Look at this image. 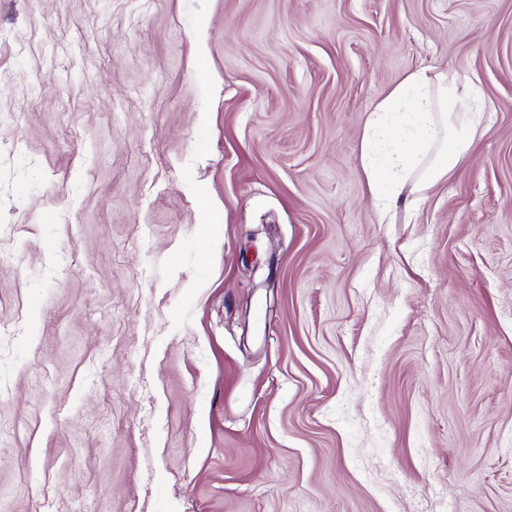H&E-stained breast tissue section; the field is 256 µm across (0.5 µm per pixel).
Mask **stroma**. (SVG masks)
I'll use <instances>...</instances> for the list:
<instances>
[{
	"mask_svg": "<svg viewBox=\"0 0 512 512\" xmlns=\"http://www.w3.org/2000/svg\"><path fill=\"white\" fill-rule=\"evenodd\" d=\"M419 68L483 130L383 224ZM1 326L0 512H512V0H0Z\"/></svg>",
	"mask_w": 512,
	"mask_h": 512,
	"instance_id": "35a3bbf8",
	"label": "stroma"
}]
</instances>
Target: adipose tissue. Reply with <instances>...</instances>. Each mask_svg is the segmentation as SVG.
<instances>
[{"instance_id":"obj_1","label":"adipose tissue","mask_w":512,"mask_h":512,"mask_svg":"<svg viewBox=\"0 0 512 512\" xmlns=\"http://www.w3.org/2000/svg\"><path fill=\"white\" fill-rule=\"evenodd\" d=\"M482 119L470 81L454 72H409L375 105L362 139L363 172L379 216L404 189L424 201L469 156Z\"/></svg>"}]
</instances>
